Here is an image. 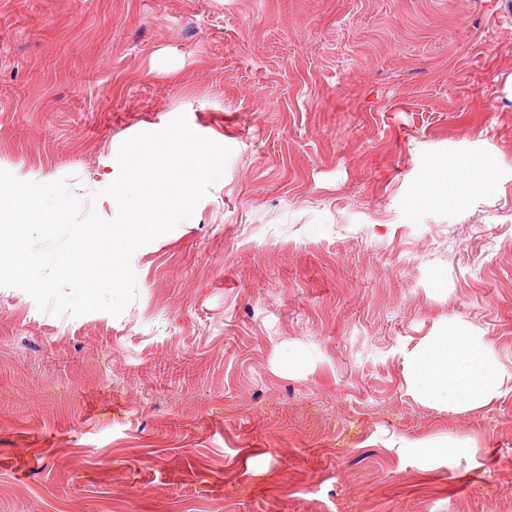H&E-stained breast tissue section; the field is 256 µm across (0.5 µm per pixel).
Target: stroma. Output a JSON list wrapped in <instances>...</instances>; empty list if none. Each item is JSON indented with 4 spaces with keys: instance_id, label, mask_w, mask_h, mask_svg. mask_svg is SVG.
<instances>
[{
    "instance_id": "1",
    "label": "stroma",
    "mask_w": 512,
    "mask_h": 512,
    "mask_svg": "<svg viewBox=\"0 0 512 512\" xmlns=\"http://www.w3.org/2000/svg\"><path fill=\"white\" fill-rule=\"evenodd\" d=\"M180 115L232 154L121 315L0 287V512H512V0H0V169L110 220ZM415 373L421 389L446 404L486 398L500 380L498 367L486 360L482 349L453 332L440 336L415 359Z\"/></svg>"
}]
</instances>
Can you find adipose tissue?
Instances as JSON below:
<instances>
[{
    "label": "adipose tissue",
    "instance_id": "obj_1",
    "mask_svg": "<svg viewBox=\"0 0 512 512\" xmlns=\"http://www.w3.org/2000/svg\"><path fill=\"white\" fill-rule=\"evenodd\" d=\"M415 373L426 394L453 404L488 397L500 380L498 367L486 360L480 347L452 333L439 337L416 358Z\"/></svg>",
    "mask_w": 512,
    "mask_h": 512
}]
</instances>
